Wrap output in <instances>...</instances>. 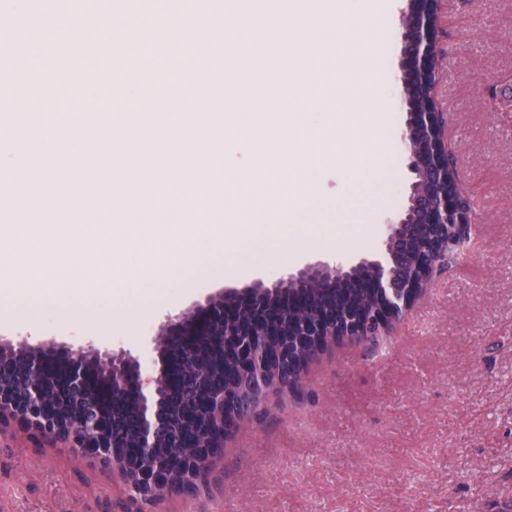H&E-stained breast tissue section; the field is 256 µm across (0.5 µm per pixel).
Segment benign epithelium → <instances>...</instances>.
<instances>
[{
  "mask_svg": "<svg viewBox=\"0 0 512 512\" xmlns=\"http://www.w3.org/2000/svg\"><path fill=\"white\" fill-rule=\"evenodd\" d=\"M436 2L408 0L399 62L404 86L437 75ZM404 102L400 141L413 178L406 204L386 218L371 256L308 262L269 284L258 280L207 298L161 325L154 369L146 374L125 349L79 348L53 367L51 345L22 343V360L0 348V422L19 418L73 454L102 462L123 481L132 512H160L174 492L206 493L236 424L261 419L273 394L300 391L307 365L337 341L364 345L389 335L470 241L474 208L459 182L448 181L456 167L441 113ZM351 288L379 303L353 306L338 321ZM288 314L301 317L294 332L284 330ZM202 347L226 352L222 380H210L193 360ZM103 402L112 408L107 430Z\"/></svg>",
  "mask_w": 512,
  "mask_h": 512,
  "instance_id": "obj_1",
  "label": "benign epithelium"
}]
</instances>
